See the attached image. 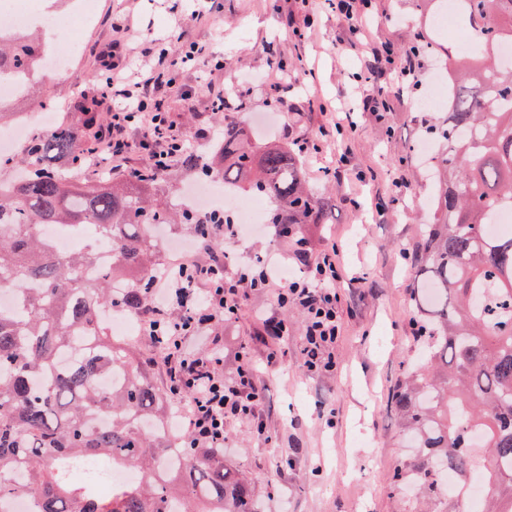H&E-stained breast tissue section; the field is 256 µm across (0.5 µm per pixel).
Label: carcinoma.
I'll use <instances>...</instances> for the list:
<instances>
[{
  "instance_id": "1",
  "label": "carcinoma",
  "mask_w": 512,
  "mask_h": 512,
  "mask_svg": "<svg viewBox=\"0 0 512 512\" xmlns=\"http://www.w3.org/2000/svg\"><path fill=\"white\" fill-rule=\"evenodd\" d=\"M478 52L448 56L453 94L433 133L444 143L432 169L433 219L412 245L420 288L411 294L426 360L409 370L391 405L417 442L399 484L412 483L427 512H457L448 498L473 489L477 462L490 465L484 512H512V234L497 214L512 210V0H455ZM46 44L28 29L4 32L0 72L32 73ZM93 144L75 127L39 130L24 147L25 172L0 179V287L21 291L22 311L0 309V500L24 495L34 512H260L248 479L220 448L176 446L153 378L105 332L106 311L133 313L159 265L157 224L208 229L207 211L153 202L144 165L114 180L72 183L61 172L83 163ZM182 166L224 185L249 181L270 201L266 223L280 238L300 224H327L330 198L303 187L295 148L259 152L224 122L217 153L182 155ZM60 224L107 242L98 276L95 247L60 255L40 229ZM290 229L284 233V229ZM119 379L108 390L105 374ZM106 461L134 477L105 495L97 476L76 480L77 461Z\"/></svg>"
}]
</instances>
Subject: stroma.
Returning a JSON list of instances; mask_svg holds the SVG:
<instances>
[{
  "mask_svg": "<svg viewBox=\"0 0 512 512\" xmlns=\"http://www.w3.org/2000/svg\"><path fill=\"white\" fill-rule=\"evenodd\" d=\"M364 23L368 37L404 53L417 31H433L432 0H371ZM206 8V23L188 26L193 10ZM311 16V30L296 35L283 22L284 11ZM129 19L140 38L165 40L187 25L191 40L206 55L223 59V70L181 72L167 92L172 118L187 133L220 121L208 82L224 86L233 104L229 117L261 143L283 142L284 131L313 137L329 114L349 110L353 76L360 59L347 30L325 0H99L93 24L70 30L78 50L62 73L38 72L22 111L54 100L55 120L78 122L77 102L93 88L100 68L91 46L112 41L113 20ZM289 64L288 89L278 93L261 83L272 58ZM384 93L389 109L382 117L354 113L355 131L336 136L334 146L301 156L308 189L330 195L333 221L302 229L311 255L328 245L338 254L336 291L341 327L332 349L336 367L312 373L301 352L305 317L296 308L279 310L272 291L251 293L245 307L225 323L224 376L232 378L234 353L259 328L261 318L280 316L288 334L276 345L278 360L256 345L252 358L264 389L262 425L245 419L224 430V457L254 479V493L265 512H414L416 495L391 489L393 475L415 450L390 405V395L407 370L423 358L412 337L415 315L410 300L414 272L408 251L420 225L430 223L425 202L436 192L427 175L429 156L416 144L435 123V109L402 103L397 86ZM403 176L407 195H397L392 179ZM237 264L272 255L291 276L306 265L296 245L256 234L225 242Z\"/></svg>",
  "mask_w": 512,
  "mask_h": 512,
  "instance_id": "35a3bbf8",
  "label": "stroma"
}]
</instances>
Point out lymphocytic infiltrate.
Instances as JSON below:
<instances>
[{
	"label": "lymphocytic infiltrate",
	"instance_id": "1",
	"mask_svg": "<svg viewBox=\"0 0 512 512\" xmlns=\"http://www.w3.org/2000/svg\"><path fill=\"white\" fill-rule=\"evenodd\" d=\"M331 5L348 26L350 44L359 48L365 81L397 83L411 93L421 89L423 64L418 53L398 56L389 44L361 37L362 20L371 7L369 0H331ZM174 42L181 46L176 60L170 57ZM139 51L150 60L149 70L136 76L115 67L107 72L109 95L121 107L96 133L91 159L97 165L126 161L131 148L126 133L133 126L139 131V143L149 165L160 176L191 146L189 137L166 110V93L175 82L177 68L198 67L205 54L183 29L170 43L140 42ZM237 231V220L229 218L214 225L212 235L192 237L180 254L177 273H154L147 300L137 312L141 336L164 366L169 392L183 413L194 448L223 447L228 423L261 418L263 392L251 360L245 351H237V374L225 378L224 341L212 334L215 326L235 318L252 292L273 290L279 308L295 306L303 311L308 367L323 363L339 331L335 248H324L307 275L286 278L272 260L262 258L238 266L231 254H217L214 239H234ZM228 265L233 268L229 274L224 271ZM201 332L211 334L210 348L190 350V338Z\"/></svg>",
	"mask_w": 512,
	"mask_h": 512
}]
</instances>
